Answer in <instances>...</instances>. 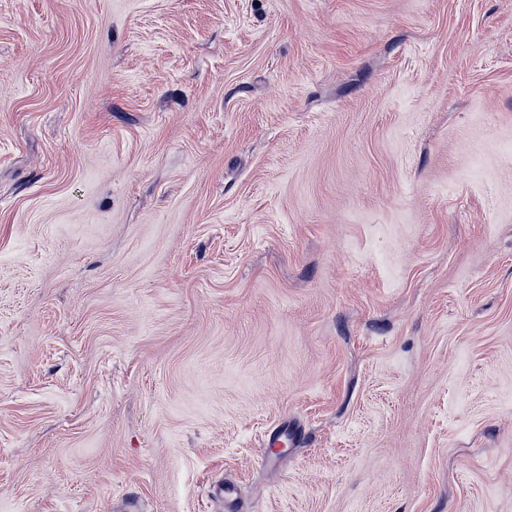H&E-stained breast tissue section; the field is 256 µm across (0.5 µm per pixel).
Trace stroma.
<instances>
[{"label":"stroma","mask_w":512,"mask_h":512,"mask_svg":"<svg viewBox=\"0 0 512 512\" xmlns=\"http://www.w3.org/2000/svg\"><path fill=\"white\" fill-rule=\"evenodd\" d=\"M131 502L512 512V0H0V512Z\"/></svg>","instance_id":"1"}]
</instances>
